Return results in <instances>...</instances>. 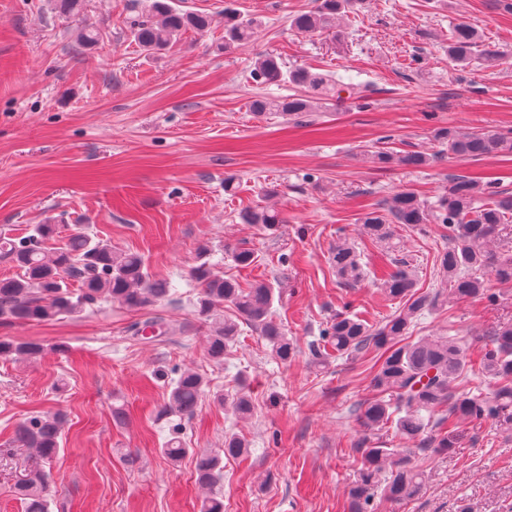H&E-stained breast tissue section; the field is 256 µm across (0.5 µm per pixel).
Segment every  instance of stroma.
<instances>
[{
  "label": "stroma",
  "instance_id": "stroma-1",
  "mask_svg": "<svg viewBox=\"0 0 512 512\" xmlns=\"http://www.w3.org/2000/svg\"><path fill=\"white\" fill-rule=\"evenodd\" d=\"M210 16L208 31H186L150 54L129 33L149 0H83L63 18L52 0H0V235L21 237L35 225L63 234L88 229L113 247L141 254L152 274L170 282L152 315L173 325L158 340L131 337L141 313L104 302L80 316L46 322L0 320V338L40 340L37 360L0 361V512H21L13 493L17 467L32 449L14 440L27 416L63 413L60 451L50 465V512H200L199 457L236 433L244 458L223 459L224 512H349L348 490L364 466L358 442L403 448L392 425L368 431L357 407L376 397L371 379L380 351L353 357L322 350L319 334L338 313L379 328L398 301L379 292L383 274L408 263L416 290H441L436 258L448 246L438 224L395 225L397 256L362 231V217L385 196L416 192L433 203L454 175L482 176L512 191V153L477 160L448 155L437 128L512 134V13L498 0H359L337 35L308 36L290 27L314 0H236L259 20L255 37L224 48V0H172ZM481 37L474 55L495 50L501 70L457 67L448 31L459 21ZM98 44L77 49L81 27ZM279 57L346 83L371 101H323L310 121L277 112L254 114L255 60ZM434 155L424 168L374 165L363 150ZM275 207L270 230L241 223L240 211ZM351 242L366 271L353 287L339 283L329 261L337 239ZM253 252L242 267L234 254ZM250 287L280 283L274 318L296 344L288 362L271 358L258 330L244 328L223 363L206 352L208 325L195 311L190 277L200 262ZM495 302L449 299L425 311L408 339L457 338L467 360L461 391L489 394L481 371L489 334L512 322V282L484 272ZM191 369L208 393L180 437L190 453L170 465L161 450L173 418H161L163 374ZM246 386L255 405L237 418L212 402L216 392ZM126 413L123 422L113 409ZM449 453L418 452L425 475L418 495L394 504L375 498V512H512V432L489 422L460 424Z\"/></svg>",
  "mask_w": 512,
  "mask_h": 512
}]
</instances>
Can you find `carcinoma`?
I'll return each instance as SVG.
<instances>
[{"mask_svg": "<svg viewBox=\"0 0 512 512\" xmlns=\"http://www.w3.org/2000/svg\"><path fill=\"white\" fill-rule=\"evenodd\" d=\"M355 0H316L315 7L291 19V26L306 35L322 33L351 12ZM210 16L183 12L169 0H151L145 14L130 22V31L146 52L161 51L177 41L181 33L192 28L204 31L210 27ZM259 22L224 2V50L248 41ZM479 33L472 25L459 22L448 34V57L461 67L470 64ZM258 85L287 83L295 89H326V78L308 68L285 65L272 55L258 58L251 71ZM250 108L257 113L280 112L291 118H304L315 111L312 97L293 94L270 100L258 97ZM436 139L448 153L464 159H477L492 153H512V137L495 132L463 133L448 126L438 129ZM363 155L378 164H401L423 168L434 158L421 152L395 155L384 150H365ZM245 224L269 229L282 223L279 212L257 207L240 213ZM448 228V248L438 255L442 283L458 297L484 298L495 301L487 293L484 281L476 272L488 268L496 279L512 281V254L497 251V244L512 237V194L499 191L495 183L479 176L455 175L448 180V196L435 208L421 201L415 192L398 191L380 201L379 207L366 213L362 229L390 251L400 247L394 224H429L431 221ZM57 224H38L32 233L19 237H0V259L19 270V274L0 278V318L19 322L48 321L61 316L74 317L102 301L116 302L131 310H147L167 297V282L153 278L143 257L135 252L116 249L103 239L82 231L65 237L59 247L48 242L59 236ZM330 264L336 277L351 287L364 278L360 259L346 240H339L330 251ZM199 283L196 312L200 320L211 324L206 338L210 360L221 363L238 336L237 321L216 318L222 303L233 305L244 323L259 329L271 355L285 363L295 351L294 342L272 316L274 289L264 282L249 288L213 273L206 262L191 270ZM415 283L403 269L381 280V290L392 298L403 300V306L380 329L370 330L360 319L336 314L321 330V340L336 354L352 355L369 345L386 347L384 358L373 377L380 396L360 409V423L372 430L397 413L396 430L400 438L413 441L421 450L436 452L456 449L454 430L429 435L434 427L431 418L436 409L448 408V416L459 415L475 422L491 421L504 431L512 430V324L495 330L482 356V371L495 384L489 396L463 395L456 392L457 381L465 371L462 347L448 336H431L414 342H403L410 325L423 311L438 305L440 295L432 297L414 291ZM164 329L159 318H149L130 326L139 339L155 337ZM44 351L35 341L0 340V359H35ZM206 381L195 371H177L167 381V394L161 412L192 418L205 394ZM217 401L238 417L254 410L250 396L241 388L232 394L217 396ZM60 413L26 418L16 429L18 443L35 450L40 462L25 469L16 482V495L25 512H49V477L44 465L59 452V438L64 425ZM248 445L237 436L224 437V455L240 457ZM189 452L180 437H172L161 449L170 461L177 462ZM412 449L389 451L387 448H364L368 463L350 488V512H369L376 489L381 495L399 503L418 494L424 482L423 473L412 463ZM199 481L211 496L202 504V512H224L220 494L221 466L219 458L198 459Z\"/></svg>", "mask_w": 512, "mask_h": 512, "instance_id": "carcinoma-1", "label": "carcinoma"}]
</instances>
